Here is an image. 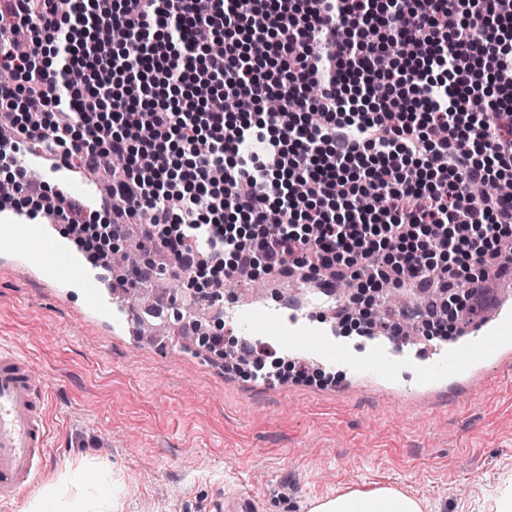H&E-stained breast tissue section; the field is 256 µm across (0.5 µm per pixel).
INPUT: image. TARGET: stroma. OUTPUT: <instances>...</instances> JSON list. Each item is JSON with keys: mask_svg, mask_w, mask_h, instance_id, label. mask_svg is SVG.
Masks as SVG:
<instances>
[{"mask_svg": "<svg viewBox=\"0 0 512 512\" xmlns=\"http://www.w3.org/2000/svg\"><path fill=\"white\" fill-rule=\"evenodd\" d=\"M0 341L48 382L40 483L95 459L121 477L122 512H310L314 499L390 485L425 512H472L512 471V360L486 368L480 392L418 387L263 356L225 373L200 342L151 343L84 314L79 289L42 287L0 239ZM280 379H272V372Z\"/></svg>", "mask_w": 512, "mask_h": 512, "instance_id": "obj_1", "label": "stroma"}]
</instances>
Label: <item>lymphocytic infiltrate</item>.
Instances as JSON below:
<instances>
[{
    "mask_svg": "<svg viewBox=\"0 0 512 512\" xmlns=\"http://www.w3.org/2000/svg\"><path fill=\"white\" fill-rule=\"evenodd\" d=\"M0 108L63 164L111 156L104 211L148 221L143 250L192 284L437 274L473 313L478 268L512 262V194L488 192L512 181V0H0ZM255 133L272 164L241 156ZM51 211L80 246L120 238Z\"/></svg>",
    "mask_w": 512,
    "mask_h": 512,
    "instance_id": "lymphocytic-infiltrate-1",
    "label": "lymphocytic infiltrate"
}]
</instances>
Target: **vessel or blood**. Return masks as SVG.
Segmentation results:
<instances>
[{"instance_id": "obj_1", "label": "vessel or blood", "mask_w": 512, "mask_h": 512, "mask_svg": "<svg viewBox=\"0 0 512 512\" xmlns=\"http://www.w3.org/2000/svg\"><path fill=\"white\" fill-rule=\"evenodd\" d=\"M13 249L16 262L24 268H39L54 288L77 280L88 308L103 320L112 317V303L100 293V276L93 270L78 269L68 246L45 237L37 225L23 217L0 230ZM512 299V290L501 289L500 304L487 317L478 318L472 327L470 343L462 349L438 355L421 372L425 382L442 381L470 371L489 359L512 358V316L504 309ZM281 323L274 311H255L241 320L245 337L279 330ZM282 347L291 354L317 352L346 364L357 374L388 378L409 362L407 350L390 355L384 345H376L364 362L349 359L341 349L329 343L327 336L303 323H294L284 333ZM47 399V381L27 358L14 349L0 346V504L21 505L40 476V461L48 440L43 412Z\"/></svg>"}]
</instances>
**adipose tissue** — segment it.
Instances as JSON below:
<instances>
[{"label":"adipose tissue","instance_id":"1","mask_svg":"<svg viewBox=\"0 0 512 512\" xmlns=\"http://www.w3.org/2000/svg\"><path fill=\"white\" fill-rule=\"evenodd\" d=\"M120 480L87 461L68 465L29 503L27 512H119ZM311 512H423L421 502L390 486L355 488L314 501Z\"/></svg>","mask_w":512,"mask_h":512}]
</instances>
